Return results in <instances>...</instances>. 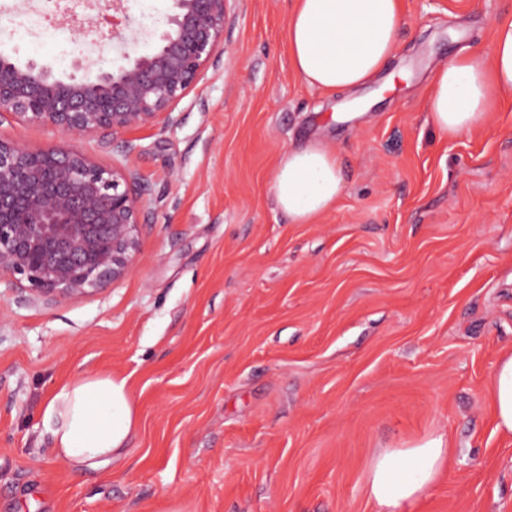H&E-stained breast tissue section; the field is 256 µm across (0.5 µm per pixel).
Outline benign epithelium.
Listing matches in <instances>:
<instances>
[{
    "mask_svg": "<svg viewBox=\"0 0 512 512\" xmlns=\"http://www.w3.org/2000/svg\"><path fill=\"white\" fill-rule=\"evenodd\" d=\"M229 0H173L170 30L117 71L56 79L0 53V115L64 133L154 123L183 98L224 43ZM142 197L125 174L75 149L0 140V273L32 302L104 289L140 254Z\"/></svg>",
    "mask_w": 512,
    "mask_h": 512,
    "instance_id": "7a95c632",
    "label": "benign epithelium"
}]
</instances>
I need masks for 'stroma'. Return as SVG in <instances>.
I'll return each mask as SVG.
<instances>
[{
	"instance_id": "stroma-1",
	"label": "stroma",
	"mask_w": 512,
	"mask_h": 512,
	"mask_svg": "<svg viewBox=\"0 0 512 512\" xmlns=\"http://www.w3.org/2000/svg\"><path fill=\"white\" fill-rule=\"evenodd\" d=\"M36 0H0V53L65 78L125 65L168 29L172 0H81L84 36ZM295 0H230L224 50L170 116L71 136L0 117V139L81 150L144 183L141 252L102 291L26 300L0 276V512H380L383 451L442 438L448 457L406 512H512V436L490 379L512 352V99L448 138L433 69L488 46L512 0H402L391 91L328 98L288 56ZM323 140L345 186L311 224L276 205L289 149ZM94 372L126 379L139 427L120 459L59 457L43 403Z\"/></svg>"
}]
</instances>
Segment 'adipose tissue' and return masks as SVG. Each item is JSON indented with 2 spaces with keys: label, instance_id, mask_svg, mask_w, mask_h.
Returning a JSON list of instances; mask_svg holds the SVG:
<instances>
[{
  "label": "adipose tissue",
  "instance_id": "adipose-tissue-1",
  "mask_svg": "<svg viewBox=\"0 0 512 512\" xmlns=\"http://www.w3.org/2000/svg\"><path fill=\"white\" fill-rule=\"evenodd\" d=\"M405 26L400 0H297L288 18L294 72L325 92H352L376 79L393 59ZM512 96V22L497 25L489 53L452 57L432 76L428 112L442 134L457 137L482 123L494 102ZM335 155L319 142L288 150L273 182L277 205L292 223L309 224L341 196ZM498 432L512 435V353L491 378ZM57 451L73 464L120 457L139 415L127 381L84 374L62 386L42 407ZM442 438L378 455L368 496L383 512H402L423 496L446 458Z\"/></svg>",
  "mask_w": 512,
  "mask_h": 512
}]
</instances>
